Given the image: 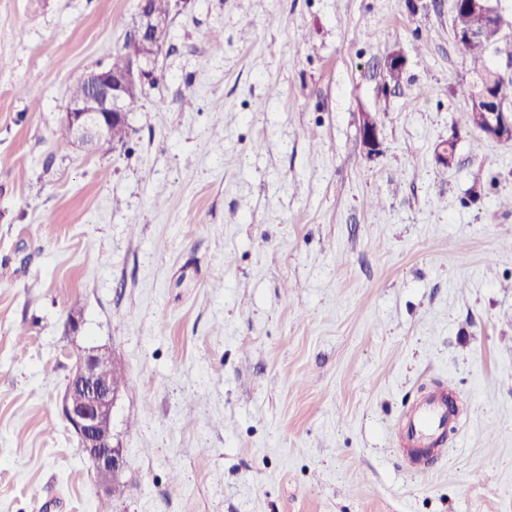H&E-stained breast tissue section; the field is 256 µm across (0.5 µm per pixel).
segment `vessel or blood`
Segmentation results:
<instances>
[{"label":"vessel or blood","instance_id":"vessel-or-blood-1","mask_svg":"<svg viewBox=\"0 0 512 512\" xmlns=\"http://www.w3.org/2000/svg\"><path fill=\"white\" fill-rule=\"evenodd\" d=\"M448 425V394L440 391L419 399L407 415L402 445L419 467H426L443 450V430Z\"/></svg>","mask_w":512,"mask_h":512}]
</instances>
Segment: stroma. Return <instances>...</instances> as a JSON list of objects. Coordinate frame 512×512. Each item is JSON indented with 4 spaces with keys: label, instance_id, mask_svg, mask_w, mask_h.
<instances>
[{
    "label": "stroma",
    "instance_id": "35a3bbf8",
    "mask_svg": "<svg viewBox=\"0 0 512 512\" xmlns=\"http://www.w3.org/2000/svg\"><path fill=\"white\" fill-rule=\"evenodd\" d=\"M139 4L0 0V512H512V143L434 158L453 0H190L126 142L59 148ZM92 348L126 378L112 496L61 414ZM441 384L421 473L398 427Z\"/></svg>",
    "mask_w": 512,
    "mask_h": 512
}]
</instances>
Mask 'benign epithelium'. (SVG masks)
Segmentation results:
<instances>
[{
    "label": "benign epithelium",
    "mask_w": 512,
    "mask_h": 512,
    "mask_svg": "<svg viewBox=\"0 0 512 512\" xmlns=\"http://www.w3.org/2000/svg\"><path fill=\"white\" fill-rule=\"evenodd\" d=\"M463 8L483 15L492 28L501 30L506 24L493 0H454L453 12ZM167 25V19L151 14L147 0H141L134 36L141 42L142 51L120 73L105 67L81 76L89 88L88 95L69 102L64 118L73 144L83 150L95 149L108 143L114 121L127 120L129 97L154 78L150 64L160 52V34ZM503 98L502 87L486 84L468 101V108L476 112L482 124L481 135L512 142V110L504 107ZM362 134L368 150L375 151L378 128L368 113L364 114ZM109 360V354L99 350H91L79 359L69 380V394L63 397L61 413L77 434L83 453L110 489L116 483L124 457L123 450L112 441V409L118 393L101 375L102 365Z\"/></svg>",
    "instance_id": "benign-epithelium-1"
}]
</instances>
